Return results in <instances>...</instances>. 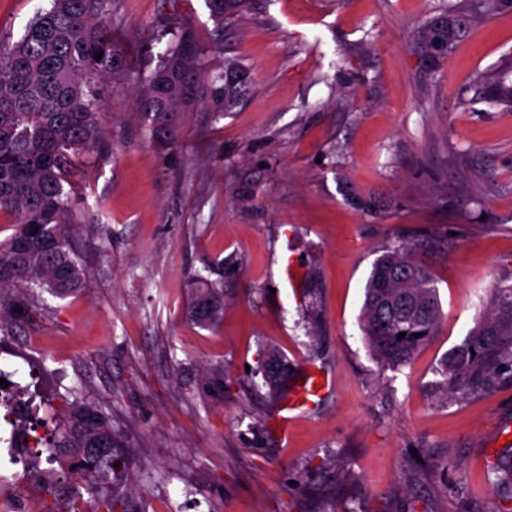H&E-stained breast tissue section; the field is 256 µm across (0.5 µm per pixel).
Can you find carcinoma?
Returning <instances> with one entry per match:
<instances>
[{
  "label": "carcinoma",
  "instance_id": "cac0c4a2",
  "mask_svg": "<svg viewBox=\"0 0 512 512\" xmlns=\"http://www.w3.org/2000/svg\"><path fill=\"white\" fill-rule=\"evenodd\" d=\"M215 24L203 47L195 29L179 28L175 42L158 53L154 70L139 77V115L146 135L172 150L180 143V114L206 112L217 120L239 107L252 90L249 69L224 57V24L240 17L250 0H205ZM511 11L512 0H469L428 18L415 36L422 65L442 70L450 52L482 13ZM112 0H50L21 38L0 42V213L13 217V232L0 241V323L23 319L35 302L34 288L65 298L86 288L75 232L74 159L103 139L97 114L104 85L127 71L124 50L112 41ZM103 53L102 59L95 54ZM512 57L485 72L478 98L512 109ZM346 201L373 214L380 201L346 192ZM416 247L397 244L374 263L365 286L363 333L384 370L398 371L436 335L442 307L432 271L413 258ZM224 306L216 283L196 276L185 310L191 322L214 323ZM487 312L441 363L440 386L451 393L488 390L512 369V273L486 299ZM405 333L399 339L397 335ZM272 397L288 391V361L269 351L262 365ZM49 448H81L92 480L88 493L109 492L116 444L108 414L83 399L68 404L60 438ZM496 483L512 493V454L493 463Z\"/></svg>",
  "mask_w": 512,
  "mask_h": 512
}]
</instances>
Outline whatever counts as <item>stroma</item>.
<instances>
[{"label": "stroma", "mask_w": 512, "mask_h": 512, "mask_svg": "<svg viewBox=\"0 0 512 512\" xmlns=\"http://www.w3.org/2000/svg\"><path fill=\"white\" fill-rule=\"evenodd\" d=\"M445 0H253L224 28L248 66L246 101L212 122L185 114L182 142L148 141L136 75L186 23L209 41L204 0H114L128 76L104 87L105 146L72 177L86 291L40 292L8 324L0 370L39 371L61 420L73 394L105 405L120 446L114 512H498L490 465L512 422V373L449 394L436 371L512 273V111L476 101V78L512 53V12L478 21L440 74L413 38ZM48 0H0V41ZM353 188L378 214L347 205ZM418 243L435 274L439 332L399 371H380L361 330L374 261ZM297 289L281 287L286 258ZM219 282L224 312L200 327L193 274ZM311 362L331 390L294 423L260 367L270 349Z\"/></svg>", "instance_id": "obj_1"}]
</instances>
